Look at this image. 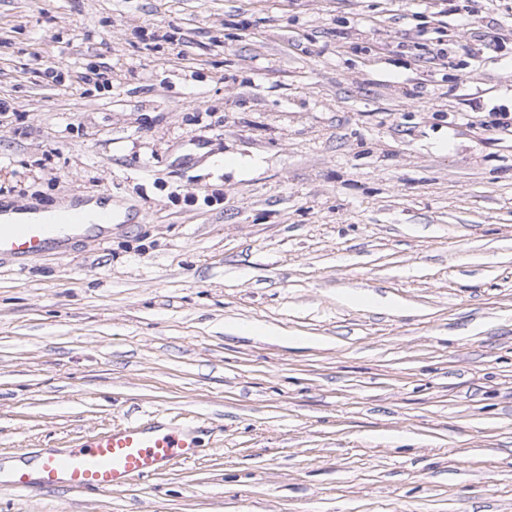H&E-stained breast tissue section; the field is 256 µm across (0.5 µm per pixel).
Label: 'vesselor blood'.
Instances as JSON below:
<instances>
[{"label": "vessel or blood", "instance_id": "1", "mask_svg": "<svg viewBox=\"0 0 512 512\" xmlns=\"http://www.w3.org/2000/svg\"><path fill=\"white\" fill-rule=\"evenodd\" d=\"M114 221L110 208L101 204L91 209L83 199L48 212L0 208V260L22 261L62 251L77 239H105ZM196 446L192 426L163 418L150 424L130 422L93 437L83 447L46 451L36 471H16L8 485L21 492L44 488L109 493L131 479L155 476L173 463L193 460Z\"/></svg>", "mask_w": 512, "mask_h": 512}]
</instances>
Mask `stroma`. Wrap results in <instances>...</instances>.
I'll return each instance as SVG.
<instances>
[{
  "instance_id": "stroma-1",
  "label": "stroma",
  "mask_w": 512,
  "mask_h": 512,
  "mask_svg": "<svg viewBox=\"0 0 512 512\" xmlns=\"http://www.w3.org/2000/svg\"><path fill=\"white\" fill-rule=\"evenodd\" d=\"M510 28L512 0H0V204L118 217L0 263V467L198 436L0 512H512ZM197 436L190 425L166 419L129 422L68 451L48 450L39 468L17 470L6 485L16 491L59 489L111 493L133 478L155 476L175 462L194 459Z\"/></svg>"
}]
</instances>
